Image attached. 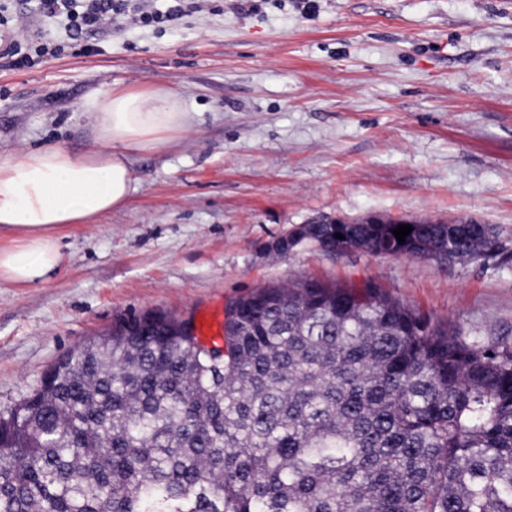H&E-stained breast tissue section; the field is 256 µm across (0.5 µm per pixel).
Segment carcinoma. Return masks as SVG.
I'll return each instance as SVG.
<instances>
[{"mask_svg": "<svg viewBox=\"0 0 512 512\" xmlns=\"http://www.w3.org/2000/svg\"><path fill=\"white\" fill-rule=\"evenodd\" d=\"M395 228L303 235L448 262L496 238L414 224L400 244ZM147 320L0 410V512H512V348L433 327L371 280L259 288L225 307L222 350Z\"/></svg>", "mask_w": 512, "mask_h": 512, "instance_id": "obj_1", "label": "carcinoma"}]
</instances>
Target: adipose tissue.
<instances>
[{"label":"adipose tissue","mask_w":512,"mask_h":512,"mask_svg":"<svg viewBox=\"0 0 512 512\" xmlns=\"http://www.w3.org/2000/svg\"><path fill=\"white\" fill-rule=\"evenodd\" d=\"M83 114L98 148L77 153L63 144L0 154V282L40 284L65 262V227L91 224L125 206L134 189L130 157L160 151L192 126L183 99L166 88L94 95Z\"/></svg>","instance_id":"ef3b65f1"}]
</instances>
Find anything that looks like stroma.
<instances>
[{"label":"stroma","instance_id":"obj_1","mask_svg":"<svg viewBox=\"0 0 512 512\" xmlns=\"http://www.w3.org/2000/svg\"><path fill=\"white\" fill-rule=\"evenodd\" d=\"M223 3L0 70V152L95 148L80 108L115 87L177 89L194 118L133 156L123 208L66 229L52 280L0 283V409L126 320L305 279L369 278L470 342L512 345V0ZM370 215L468 218L504 250L457 263L276 247L300 225Z\"/></svg>","mask_w":512,"mask_h":512}]
</instances>
